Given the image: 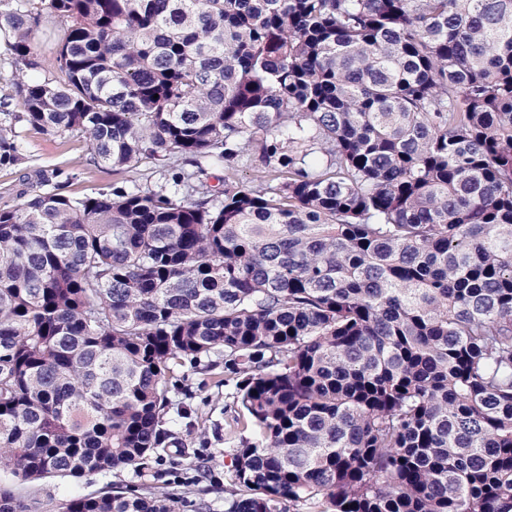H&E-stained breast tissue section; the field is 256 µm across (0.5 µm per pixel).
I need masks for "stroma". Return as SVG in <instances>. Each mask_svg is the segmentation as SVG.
Segmentation results:
<instances>
[{
    "instance_id": "stroma-1",
    "label": "stroma",
    "mask_w": 512,
    "mask_h": 512,
    "mask_svg": "<svg viewBox=\"0 0 512 512\" xmlns=\"http://www.w3.org/2000/svg\"><path fill=\"white\" fill-rule=\"evenodd\" d=\"M20 146L24 163L12 170H0V208L16 204V192L25 181L66 180L70 192L83 194L112 185L115 179L110 167L92 163L84 143L26 132ZM180 374L182 388L176 401L187 416L180 421L178 445L170 447L163 461H148L137 472H102L69 481L46 479L27 485L28 497L58 505L71 497L92 494L114 484H133L181 495L189 490L179 480L181 473L203 463L212 475L206 495L211 512H224V488L232 479V454L242 433L235 423L238 410L233 398L234 386L225 383L224 361L220 358L210 366L181 368Z\"/></svg>"
}]
</instances>
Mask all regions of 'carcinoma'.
Segmentation results:
<instances>
[{
  "mask_svg": "<svg viewBox=\"0 0 512 512\" xmlns=\"http://www.w3.org/2000/svg\"><path fill=\"white\" fill-rule=\"evenodd\" d=\"M44 29L0 169L21 125L176 172L0 209V470L161 457L177 367L222 356L251 425L225 512H512V0H0V54Z\"/></svg>",
  "mask_w": 512,
  "mask_h": 512,
  "instance_id": "obj_1",
  "label": "carcinoma"
}]
</instances>
